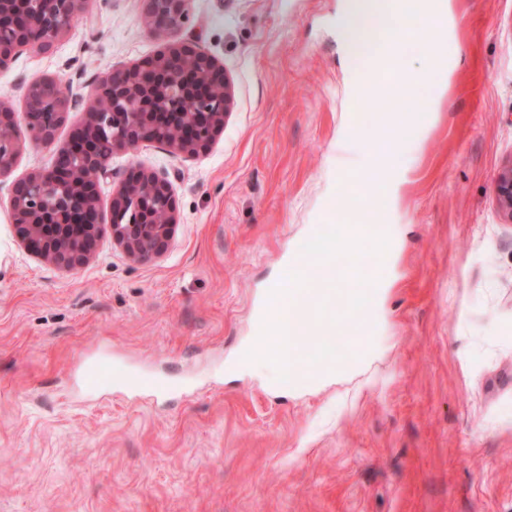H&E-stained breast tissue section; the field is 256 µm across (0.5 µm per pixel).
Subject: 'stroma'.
Here are the masks:
<instances>
[{
  "label": "stroma",
  "instance_id": "35a3bbf8",
  "mask_svg": "<svg viewBox=\"0 0 512 512\" xmlns=\"http://www.w3.org/2000/svg\"><path fill=\"white\" fill-rule=\"evenodd\" d=\"M340 0H192L175 33L219 61L234 103L185 157L113 156L102 203L132 167L166 174L168 250L130 261L104 237L65 271L15 235L9 187L53 162L30 148L0 180V512H512V222L495 194L512 163V0H449L446 79L415 107L435 122L406 157L391 223L402 248L369 368L305 392L247 366L289 254L356 186L340 133L351 79ZM142 0H92L72 34L0 71V101L54 76L90 97L110 67L153 55ZM497 331L487 332V322ZM126 387L81 388L82 360ZM161 379L160 401L134 383Z\"/></svg>",
  "mask_w": 512,
  "mask_h": 512
}]
</instances>
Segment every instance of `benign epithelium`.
<instances>
[{
  "label": "benign epithelium",
  "mask_w": 512,
  "mask_h": 512,
  "mask_svg": "<svg viewBox=\"0 0 512 512\" xmlns=\"http://www.w3.org/2000/svg\"><path fill=\"white\" fill-rule=\"evenodd\" d=\"M0 0V70L23 50L47 53L83 17L88 0ZM151 33L166 38L191 21V0H143ZM57 78L26 84L20 133L16 110L0 102V178L8 175L30 146L55 148V161L13 182V226L21 241L57 268L75 270L93 257L98 241L112 237L128 259L152 261L168 249L177 226L168 178L155 171L129 173L112 192L110 218L104 219L100 182L121 150L144 142L174 154L201 152L224 129L233 106L231 83L210 55L185 43H170L139 63L103 76L95 102L73 125L69 140L57 145L79 100L61 98ZM498 206L512 220V164L495 184Z\"/></svg>",
  "instance_id": "7a95c632"
}]
</instances>
